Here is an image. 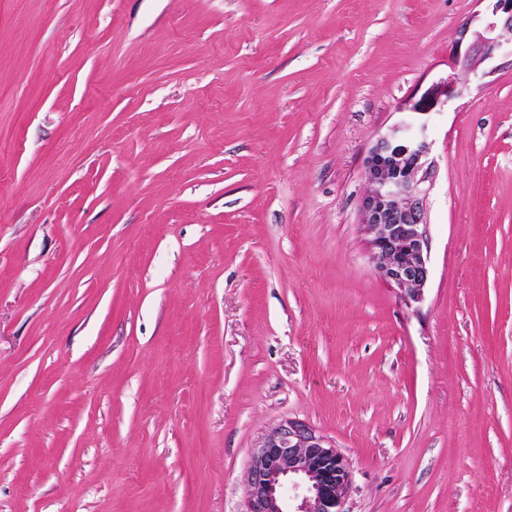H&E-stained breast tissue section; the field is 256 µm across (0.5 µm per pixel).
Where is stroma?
<instances>
[{
	"instance_id": "obj_1",
	"label": "stroma",
	"mask_w": 512,
	"mask_h": 512,
	"mask_svg": "<svg viewBox=\"0 0 512 512\" xmlns=\"http://www.w3.org/2000/svg\"><path fill=\"white\" fill-rule=\"evenodd\" d=\"M486 0H0V512H244L272 427L349 512H512V57L427 114L431 278L363 160Z\"/></svg>"
}]
</instances>
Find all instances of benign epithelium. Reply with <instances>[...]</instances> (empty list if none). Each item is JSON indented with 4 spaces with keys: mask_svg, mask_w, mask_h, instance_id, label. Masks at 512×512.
<instances>
[{
    "mask_svg": "<svg viewBox=\"0 0 512 512\" xmlns=\"http://www.w3.org/2000/svg\"><path fill=\"white\" fill-rule=\"evenodd\" d=\"M471 23L455 40L452 73L432 84L410 111L427 114L455 99L457 68L475 78L479 65L501 50L496 32L512 31V0H492L482 31L469 40ZM430 144L403 121L380 136L363 163L367 190L361 225L377 275L407 305L423 300L431 277L426 198L432 180ZM353 488L348 458L306 422L288 419L269 430L248 463L244 512H348Z\"/></svg>",
    "mask_w": 512,
    "mask_h": 512,
    "instance_id": "7a95c632",
    "label": "benign epithelium"
}]
</instances>
